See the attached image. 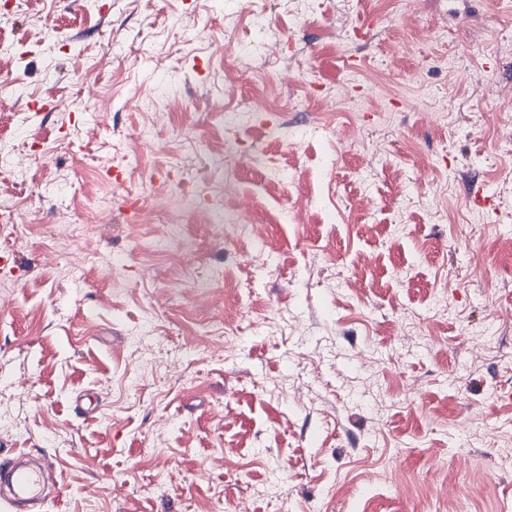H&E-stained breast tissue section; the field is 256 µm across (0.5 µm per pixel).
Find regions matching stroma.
I'll return each instance as SVG.
<instances>
[{
  "instance_id": "1",
  "label": "stroma",
  "mask_w": 512,
  "mask_h": 512,
  "mask_svg": "<svg viewBox=\"0 0 512 512\" xmlns=\"http://www.w3.org/2000/svg\"><path fill=\"white\" fill-rule=\"evenodd\" d=\"M0 34V156L41 148L0 175V460L53 467L47 512H512V0H29Z\"/></svg>"
}]
</instances>
